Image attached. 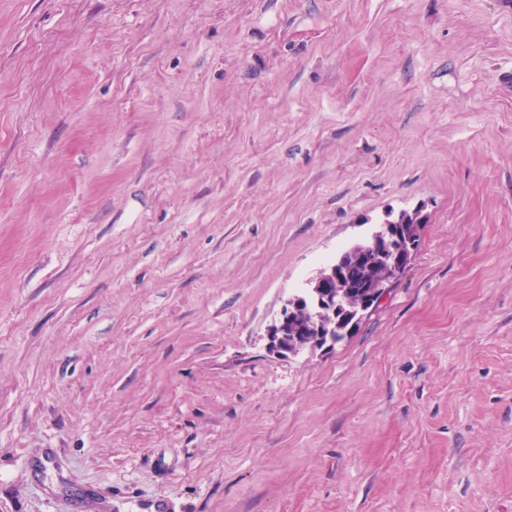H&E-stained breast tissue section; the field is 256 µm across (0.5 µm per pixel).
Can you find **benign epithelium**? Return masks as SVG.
<instances>
[{"instance_id":"1","label":"benign epithelium","mask_w":512,"mask_h":512,"mask_svg":"<svg viewBox=\"0 0 512 512\" xmlns=\"http://www.w3.org/2000/svg\"><path fill=\"white\" fill-rule=\"evenodd\" d=\"M424 223L420 211H402L397 220L379 225L366 244H356L341 255L336 264L322 268L319 275L311 283L312 295L309 299L292 298L283 308L280 318L271 326L268 334V349L280 356H288L285 343L288 339V318L300 309L309 315L312 321L321 328L325 337L320 340L317 349L336 344V323L334 319L339 307L344 304L342 280L339 268L346 259L358 260L361 255L371 251H380L385 264L380 274L371 282V292L367 300L359 304L358 318L368 314V309L375 308L386 296L391 282L401 276L410 260L408 251L398 247L394 241L404 239L408 244L418 240L421 225Z\"/></svg>"}]
</instances>
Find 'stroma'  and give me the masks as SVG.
Wrapping results in <instances>:
<instances>
[{
	"mask_svg": "<svg viewBox=\"0 0 512 512\" xmlns=\"http://www.w3.org/2000/svg\"><path fill=\"white\" fill-rule=\"evenodd\" d=\"M403 210L380 306L269 352ZM106 500L512 512V0H0V512ZM423 223L424 219L420 211H401L397 221H392L389 224H380L378 229L371 235L368 243L352 246L340 256L336 264L328 268H322L319 275L311 283L310 288H313L311 297L308 300L296 297L288 300L280 318L271 326L268 334L269 351L280 357H288V352L285 348L288 336L292 339L296 337L299 347L305 346L312 336H317L315 329L309 326V319L303 312L300 311L291 316L294 311L300 309H304V312L317 324L319 334H325V337L321 338L318 343L317 350L336 344L335 317L336 319L341 317L342 322L349 321L353 317L350 312L344 313L345 309L337 312L338 308L344 304L341 291V288H344V286L339 268L346 261L347 254L349 253V259L353 262L357 261L361 255L369 254L370 259H368V262L374 266L377 261L376 254L369 252H375L381 249L383 245L387 246L384 251H381L379 256L383 257L385 261L383 270L373 278L371 292L367 300L359 304L358 319L361 320L380 304L381 300L388 293L391 282L399 278L406 269L408 262L410 263L413 252H415L414 249L418 247L417 240ZM401 239H405L408 242L410 249H413L414 241H416L414 249L410 251L412 253L411 259L407 250L394 244V240L400 242ZM368 306L370 308L367 311ZM290 316L291 318H289ZM320 327L322 328L321 331Z\"/></svg>",
	"mask_w": 512,
	"mask_h": 512,
	"instance_id": "stroma-1",
	"label": "stroma"
}]
</instances>
